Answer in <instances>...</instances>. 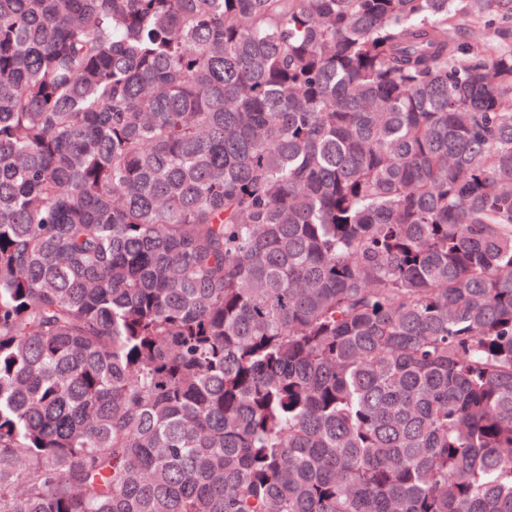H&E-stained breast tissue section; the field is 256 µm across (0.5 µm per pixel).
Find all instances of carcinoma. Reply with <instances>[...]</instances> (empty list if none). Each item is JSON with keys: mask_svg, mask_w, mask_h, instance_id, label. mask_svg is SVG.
Instances as JSON below:
<instances>
[{"mask_svg": "<svg viewBox=\"0 0 512 512\" xmlns=\"http://www.w3.org/2000/svg\"><path fill=\"white\" fill-rule=\"evenodd\" d=\"M0 512H512V0H0ZM463 39L469 43L485 45L496 41V31L493 25H485L483 21L465 19L462 25Z\"/></svg>", "mask_w": 512, "mask_h": 512, "instance_id": "carcinoma-1", "label": "carcinoma"}]
</instances>
